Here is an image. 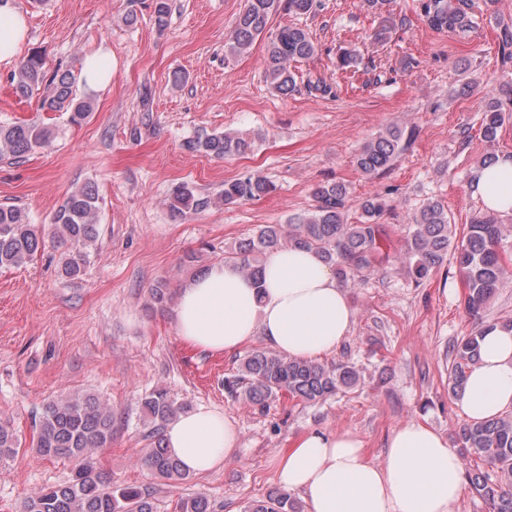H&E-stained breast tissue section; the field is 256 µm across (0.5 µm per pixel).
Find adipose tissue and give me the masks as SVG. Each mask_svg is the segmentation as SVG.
<instances>
[{
    "label": "adipose tissue",
    "mask_w": 512,
    "mask_h": 512,
    "mask_svg": "<svg viewBox=\"0 0 512 512\" xmlns=\"http://www.w3.org/2000/svg\"><path fill=\"white\" fill-rule=\"evenodd\" d=\"M475 191L486 211L512 214V154L480 167ZM354 320L332 268L294 245L267 256L258 285L234 264H214L182 288L175 308L177 333L190 346L232 353L260 335L302 359L335 350ZM457 404L472 421L512 408V331H485ZM165 443L188 472L207 473L234 453L238 428L201 406L167 427ZM463 471L447 439L418 422L390 433L379 462L348 431L301 435L276 461L280 486L302 494L309 512H452L466 491Z\"/></svg>",
    "instance_id": "1"
}]
</instances>
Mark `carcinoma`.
Wrapping results in <instances>:
<instances>
[{
  "instance_id": "carcinoma-1",
  "label": "carcinoma",
  "mask_w": 512,
  "mask_h": 512,
  "mask_svg": "<svg viewBox=\"0 0 512 512\" xmlns=\"http://www.w3.org/2000/svg\"><path fill=\"white\" fill-rule=\"evenodd\" d=\"M154 24L167 27L170 0H153ZM316 0H245L235 27L225 44V54L237 58L251 52L256 42L266 38L268 66L266 80L283 95L296 91V74L291 64L312 58L317 47L309 31L285 25L273 31V15L281 10L301 17L313 13ZM421 20L436 32L466 34L477 26L472 0H418ZM501 67L512 69V28L499 33ZM13 93L20 99L39 96V109L47 114L65 112L69 122L79 124L94 110L88 97L77 94L76 78L67 69H46L44 54L33 52L11 74ZM512 119V81L499 84L485 105L480 135L488 143L497 140L505 122ZM52 125L44 121H16L0 124V160L21 162L38 148L51 144ZM413 131L398 124L364 142L354 156L356 169L372 180L391 169L409 148ZM253 141L236 132L211 134L188 140L186 149L203 152L216 159L245 154ZM273 189L265 177L250 173L232 182L216 197L202 195L182 184L169 198L172 214L184 216L204 211L217 203L233 204L259 200ZM313 209L291 220V224H266L253 236L224 251V261L240 266L255 282H260L261 266L271 252L289 244L314 251L336 273L339 282L355 285L377 271L387 257L380 252L386 225L380 222L388 204L380 195L358 203L361 219L348 222L351 199L342 183L319 184L312 192ZM100 197L97 186L87 182L72 190L57 208L51 231L30 223L25 212L13 205H0V269L19 267L31 261L47 244L62 250V272L70 279L83 275L91 249L99 237L97 224ZM507 229L497 215L483 213L457 231L447 207L438 199L424 203L413 215L405 235V260L416 281L451 260L459 268L465 288L464 309L477 325L453 343L448 370V394L456 397L464 389L468 373L479 360L481 333L496 323L487 319L492 297L504 285L508 256L503 241ZM156 307L171 299L169 284L158 281L150 288ZM358 374L347 363L327 365L316 359L288 357L273 349H256L243 358L237 373L226 380V388L236 398L261 409L270 400L287 395L315 404L338 394L351 392ZM184 407L173 402L166 390L154 389L142 400L144 436L150 441L143 464L162 484L176 487L190 474L164 445V430ZM116 416L112 407L95 395L75 394L49 401L36 428L32 449L46 458L65 459L73 464L72 478L48 486L28 498L22 512H156L151 487L116 485L97 464V454L112 445ZM463 460L476 462L466 469L473 494L480 497L488 512H512V410L484 421L464 424L457 436ZM23 441L7 420L0 419V461L16 457ZM176 512H214L207 496L180 497ZM245 512H302L291 494L273 488L265 498L249 503Z\"/></svg>"
}]
</instances>
